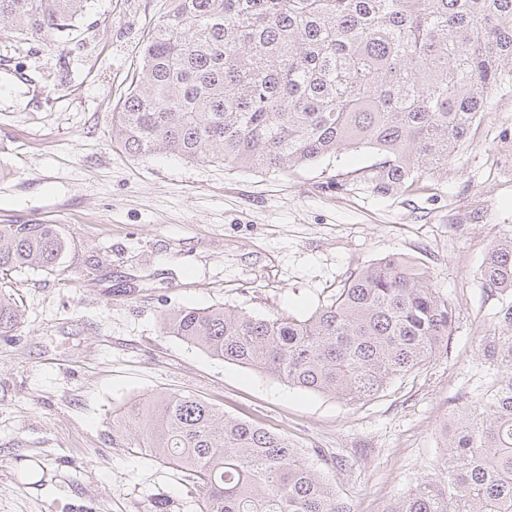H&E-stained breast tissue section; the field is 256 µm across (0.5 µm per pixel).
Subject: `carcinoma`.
<instances>
[{"label": "carcinoma", "instance_id": "obj_1", "mask_svg": "<svg viewBox=\"0 0 512 512\" xmlns=\"http://www.w3.org/2000/svg\"><path fill=\"white\" fill-rule=\"evenodd\" d=\"M89 0H0V29L59 47ZM512 90V0H168L112 113L132 156L284 172L342 151L379 160L333 183L386 196L448 173V160ZM53 224H0V275L65 273ZM512 292V236L480 271ZM455 317L417 263L392 254L351 274L308 318L178 308L165 333L224 361L348 403L368 400L448 345ZM482 356L499 375L442 433L447 462L386 512H512V305ZM23 313L0 290V340ZM115 444L148 449L204 490L202 512H352L288 438L189 393H163L112 418Z\"/></svg>", "mask_w": 512, "mask_h": 512}]
</instances>
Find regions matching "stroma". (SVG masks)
I'll return each mask as SVG.
<instances>
[{
    "label": "stroma",
    "instance_id": "35a3bbf8",
    "mask_svg": "<svg viewBox=\"0 0 512 512\" xmlns=\"http://www.w3.org/2000/svg\"><path fill=\"white\" fill-rule=\"evenodd\" d=\"M167 0H91L59 48L0 33V224L53 220L64 276L0 280L24 313L0 340V512H200L202 494L146 449L112 443L123 405L188 392L321 451L353 512H384L444 463L441 428L494 378L478 352L503 296L480 269L512 235V94L497 92L448 174L380 196L335 190L362 148L290 173L134 157L112 135L140 42ZM401 254L455 310L448 348L349 404L213 357L164 333L178 307L309 316L350 273Z\"/></svg>",
    "mask_w": 512,
    "mask_h": 512
}]
</instances>
